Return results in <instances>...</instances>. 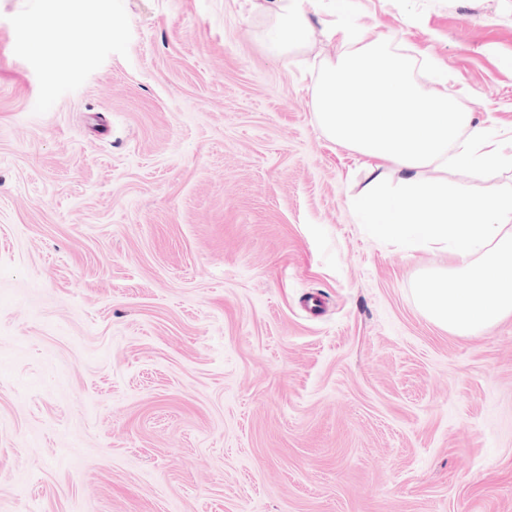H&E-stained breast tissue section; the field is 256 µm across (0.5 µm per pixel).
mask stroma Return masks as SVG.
<instances>
[{
	"label": "stroma",
	"instance_id": "obj_1",
	"mask_svg": "<svg viewBox=\"0 0 512 512\" xmlns=\"http://www.w3.org/2000/svg\"><path fill=\"white\" fill-rule=\"evenodd\" d=\"M344 16L512 135V0H315L285 56L250 0H0V512H512V317L436 326L443 254L359 224Z\"/></svg>",
	"mask_w": 512,
	"mask_h": 512
}]
</instances>
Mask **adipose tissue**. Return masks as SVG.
I'll list each match as a JSON object with an SVG mask.
<instances>
[{"label": "adipose tissue", "instance_id": "adipose-tissue-1", "mask_svg": "<svg viewBox=\"0 0 512 512\" xmlns=\"http://www.w3.org/2000/svg\"><path fill=\"white\" fill-rule=\"evenodd\" d=\"M307 2L268 0L262 38L271 54L307 42ZM326 34L339 39L342 51L321 64L312 102L324 134L357 153L369 177L351 197L352 210L374 237L407 255H445L442 265L420 271L413 288L435 325L472 335L512 316V189L477 197L448 182L452 169L476 176L512 169V145L474 124L447 92H425L414 58L394 39L368 37L352 23L329 26ZM355 89L387 101V108L352 110ZM451 278L461 288H444Z\"/></svg>", "mask_w": 512, "mask_h": 512}]
</instances>
